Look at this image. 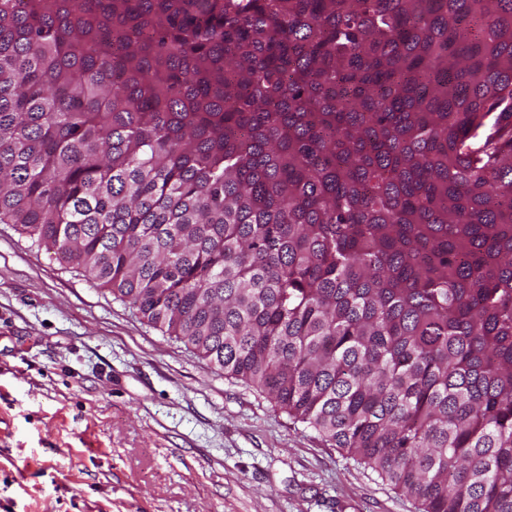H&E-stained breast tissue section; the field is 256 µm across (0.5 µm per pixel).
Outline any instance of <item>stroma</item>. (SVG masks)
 <instances>
[{"instance_id": "1", "label": "stroma", "mask_w": 512, "mask_h": 512, "mask_svg": "<svg viewBox=\"0 0 512 512\" xmlns=\"http://www.w3.org/2000/svg\"><path fill=\"white\" fill-rule=\"evenodd\" d=\"M0 512H416L0 224Z\"/></svg>"}]
</instances>
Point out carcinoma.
Here are the masks:
<instances>
[{
	"mask_svg": "<svg viewBox=\"0 0 512 512\" xmlns=\"http://www.w3.org/2000/svg\"><path fill=\"white\" fill-rule=\"evenodd\" d=\"M0 223L417 512H512V0H0Z\"/></svg>",
	"mask_w": 512,
	"mask_h": 512,
	"instance_id": "obj_1",
	"label": "carcinoma"
}]
</instances>
